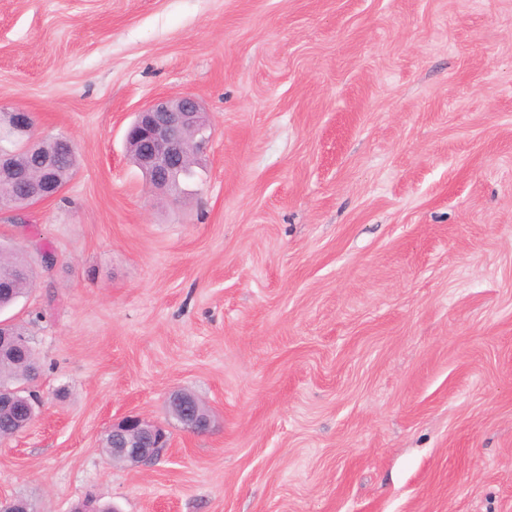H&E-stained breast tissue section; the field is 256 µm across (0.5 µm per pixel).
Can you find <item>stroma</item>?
<instances>
[{
    "label": "stroma",
    "mask_w": 512,
    "mask_h": 512,
    "mask_svg": "<svg viewBox=\"0 0 512 512\" xmlns=\"http://www.w3.org/2000/svg\"><path fill=\"white\" fill-rule=\"evenodd\" d=\"M183 93L211 146L152 193L125 133ZM16 105L78 167L0 212L42 400L0 497L512 512V0H0ZM128 415L169 432L154 463L105 454ZM3 265L0 268V275L10 276L13 279L11 293H2L0 295V309H6L15 304L20 298L24 297L32 285L33 271L27 263L25 257L12 250H5L0 247ZM195 404L196 400L194 398L183 395L182 393H174L169 400V407L172 413L179 417L187 430L191 432H203L208 428L210 421L204 414L193 408ZM172 413L169 412L175 419L176 417Z\"/></svg>",
    "instance_id": "obj_1"
}]
</instances>
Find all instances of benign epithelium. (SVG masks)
Returning <instances> with one entry per match:
<instances>
[{
    "label": "benign epithelium",
    "mask_w": 512,
    "mask_h": 512,
    "mask_svg": "<svg viewBox=\"0 0 512 512\" xmlns=\"http://www.w3.org/2000/svg\"><path fill=\"white\" fill-rule=\"evenodd\" d=\"M203 106L191 94L163 96L145 103L136 113L126 141L137 147V165L144 172L151 189L157 193L174 194L189 155L201 157L210 135L203 116ZM33 114L23 106L7 112V130L16 135L31 131ZM24 184L32 203L52 199L61 192L54 179V160L44 157L36 172L16 174ZM196 400L176 393L169 407L183 426L191 432L205 431L210 421L193 408ZM170 437L160 426L149 424L139 416L129 415L112 425V458L132 464H150L170 447Z\"/></svg>",
    "instance_id": "obj_1"
}]
</instances>
